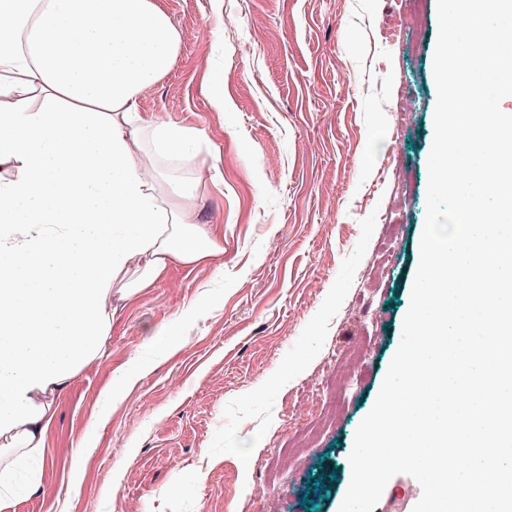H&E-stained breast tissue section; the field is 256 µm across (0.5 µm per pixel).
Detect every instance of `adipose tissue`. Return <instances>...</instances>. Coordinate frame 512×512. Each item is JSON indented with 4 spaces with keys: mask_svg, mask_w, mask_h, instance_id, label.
I'll return each mask as SVG.
<instances>
[{
    "mask_svg": "<svg viewBox=\"0 0 512 512\" xmlns=\"http://www.w3.org/2000/svg\"><path fill=\"white\" fill-rule=\"evenodd\" d=\"M178 46L160 0H0V512L40 489L53 402L105 355L113 295L219 252L202 132L139 110Z\"/></svg>",
    "mask_w": 512,
    "mask_h": 512,
    "instance_id": "adipose-tissue-1",
    "label": "adipose tissue"
}]
</instances>
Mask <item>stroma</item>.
<instances>
[{
	"mask_svg": "<svg viewBox=\"0 0 512 512\" xmlns=\"http://www.w3.org/2000/svg\"><path fill=\"white\" fill-rule=\"evenodd\" d=\"M404 4L163 0L179 48L140 110L203 132L198 205L222 251L120 304L106 354L55 403L40 490L8 512H339L426 218L437 0L399 29ZM160 330L177 346L158 350ZM123 369L137 381L98 421ZM420 497L398 474L374 512Z\"/></svg>",
	"mask_w": 512,
	"mask_h": 512,
	"instance_id": "stroma-1",
	"label": "stroma"
}]
</instances>
